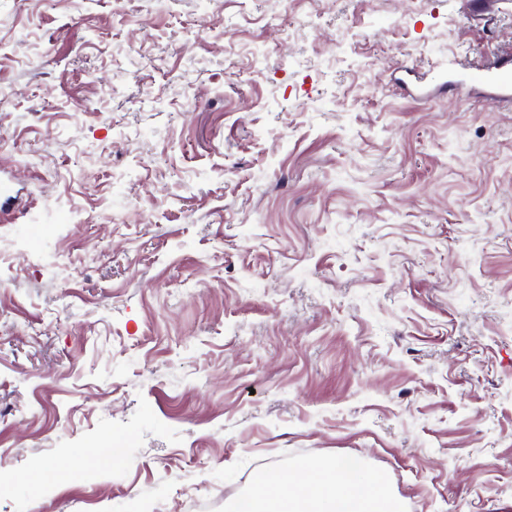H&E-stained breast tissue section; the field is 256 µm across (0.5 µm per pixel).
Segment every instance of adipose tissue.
Listing matches in <instances>:
<instances>
[{"instance_id":"1","label":"adipose tissue","mask_w":512,"mask_h":512,"mask_svg":"<svg viewBox=\"0 0 512 512\" xmlns=\"http://www.w3.org/2000/svg\"><path fill=\"white\" fill-rule=\"evenodd\" d=\"M248 512H400L381 473L351 472L339 462L297 471L271 467L247 496Z\"/></svg>"}]
</instances>
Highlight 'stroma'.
<instances>
[{"mask_svg":"<svg viewBox=\"0 0 512 512\" xmlns=\"http://www.w3.org/2000/svg\"><path fill=\"white\" fill-rule=\"evenodd\" d=\"M489 2L0 0V512L349 457L512 512V107L402 84L511 50Z\"/></svg>","mask_w":512,"mask_h":512,"instance_id":"stroma-1","label":"stroma"}]
</instances>
